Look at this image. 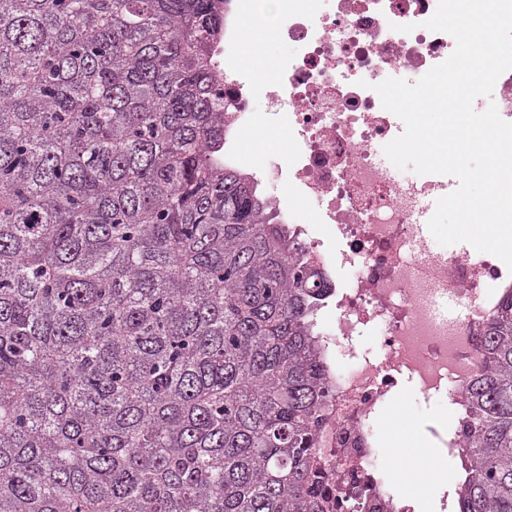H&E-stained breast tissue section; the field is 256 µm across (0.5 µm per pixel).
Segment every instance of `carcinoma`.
<instances>
[{
    "label": "carcinoma",
    "instance_id": "1",
    "mask_svg": "<svg viewBox=\"0 0 512 512\" xmlns=\"http://www.w3.org/2000/svg\"><path fill=\"white\" fill-rule=\"evenodd\" d=\"M229 0H0V512H320L323 281L224 165ZM459 512H512V294Z\"/></svg>",
    "mask_w": 512,
    "mask_h": 512
}]
</instances>
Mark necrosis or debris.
<instances>
[{"label": "necrosis or debris", "mask_w": 512, "mask_h": 512, "mask_svg": "<svg viewBox=\"0 0 512 512\" xmlns=\"http://www.w3.org/2000/svg\"><path fill=\"white\" fill-rule=\"evenodd\" d=\"M274 37L287 48L261 84L266 109L241 76L217 64L225 115L226 160L251 131L281 128L288 151L261 171L326 288L314 319L329 398L314 429L318 496L326 512H415L428 492L420 470L397 475L388 434L401 406L437 407L453 423L429 430L426 467L454 466L463 444V392L486 368L483 327L507 291L512 270L466 244L435 246L417 214L448 194L453 177L402 178L377 151L403 131L374 84L392 70L423 76L445 61L455 40L423 23L437 0H279ZM412 25L409 33L400 32ZM453 297L462 313L437 314Z\"/></svg>", "instance_id": "necrosis-or-debris-1"}]
</instances>
